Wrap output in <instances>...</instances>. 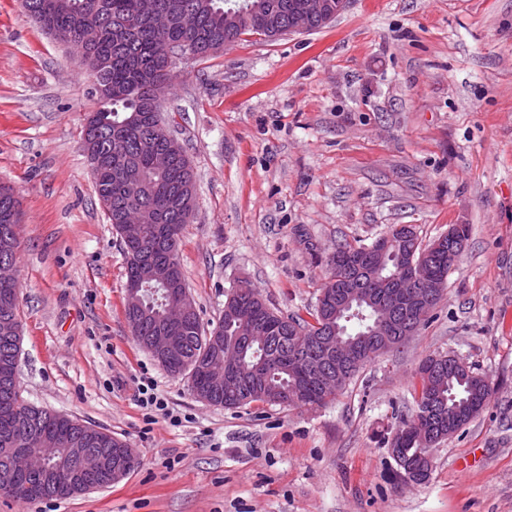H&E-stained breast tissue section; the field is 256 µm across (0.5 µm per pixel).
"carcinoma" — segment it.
Wrapping results in <instances>:
<instances>
[{"mask_svg": "<svg viewBox=\"0 0 512 512\" xmlns=\"http://www.w3.org/2000/svg\"><path fill=\"white\" fill-rule=\"evenodd\" d=\"M299 0H156L158 7L170 16L167 30L158 34L151 25L139 18V0H20L23 12L47 33L54 29H70L80 19L92 17L108 31V37L91 49L80 40L70 47L86 59L94 56L96 67L91 70L92 84L112 88V95L104 98L96 90L95 122L84 125L82 141H91L100 156V165L92 171L97 198L112 225L124 223L126 213L137 212L141 222L150 227V234L140 244L123 246L126 278L133 279L139 265L137 257H144L159 269L175 268L184 278L180 259V233L188 223L184 214L183 198L196 188L193 168L178 160L166 169L155 166L153 157L162 150V144L152 141L151 125L146 117L144 103L161 100L172 83L167 68L168 51L182 47L189 41L199 45L198 56L216 53L236 42L244 34H260L274 38L290 27H305L311 31L320 28L319 20L309 19L297 11ZM18 200L13 187L0 184V261H16L20 244L12 238L11 220ZM467 224H451L448 233L425 244L415 228L405 232L394 226L388 233L390 245L384 254L377 242L343 244L336 247V256L356 254L362 257L363 275L376 277L377 290L388 291L406 273L410 263L431 272L439 283L448 282V249L455 239L467 241ZM241 306L259 309L234 319L221 316L217 326L224 337L251 336L252 324L265 320L283 321V330L264 346L252 344L246 348L227 345L220 355L226 365H234L249 373L261 370L264 379L256 388L244 387L241 406L253 403L276 404L277 393L293 387H303L308 393L305 406H321L334 399L341 387L325 390L319 385L321 357L311 356L306 365L297 366L290 360L292 332L303 330L317 334L316 326L334 329L336 337L351 346L370 343L369 327L377 316L375 308L362 300H355L348 308L318 312L306 310V315L284 316L272 309L247 280L232 287ZM143 316L132 331L139 345L154 335L164 313V286L159 279H149L141 285ZM17 284L0 283V322L12 318L18 309ZM177 337L178 362H191L205 367L211 360L206 351V330L200 315L172 329ZM21 341L0 333V448H34L43 437L61 439L59 455L46 468L58 469L68 461L67 440L79 437L83 423L65 415L40 409L27 402L19 382L9 370ZM434 358L428 356L420 364L419 384L413 386L416 409L392 432L389 445L398 449L402 464L396 465V474H407L413 469L432 465L427 460L429 446L417 435L415 419L435 436L444 439L469 424L482 411V400L492 383L465 363L432 369ZM0 494L19 501L35 502L49 497L37 474L18 475L8 467L0 455Z\"/></svg>", "mask_w": 512, "mask_h": 512, "instance_id": "1", "label": "carcinoma"}]
</instances>
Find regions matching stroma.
Masks as SVG:
<instances>
[{
  "label": "stroma",
  "instance_id": "obj_1",
  "mask_svg": "<svg viewBox=\"0 0 512 512\" xmlns=\"http://www.w3.org/2000/svg\"><path fill=\"white\" fill-rule=\"evenodd\" d=\"M162 113L196 173L180 262L205 324L246 279L284 314L312 307L325 259L395 224L422 241L470 227L443 300L410 341L327 404L198 401L124 319L119 236L82 128L79 54L0 0V183L20 201L18 380L31 404L103 427L140 464L66 499L0 512H512V0H350L332 23L246 34L171 59ZM454 353L493 384L482 412L405 483L385 439L419 363ZM153 378L181 419L148 421Z\"/></svg>",
  "mask_w": 512,
  "mask_h": 512
}]
</instances>
